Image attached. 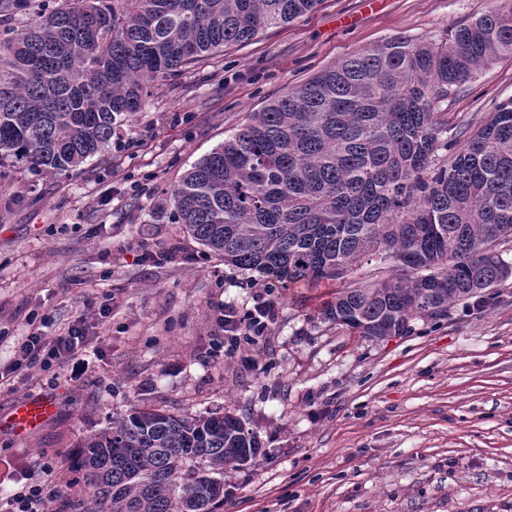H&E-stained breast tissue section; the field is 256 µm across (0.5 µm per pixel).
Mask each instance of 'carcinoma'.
<instances>
[{
    "label": "carcinoma",
    "instance_id": "1",
    "mask_svg": "<svg viewBox=\"0 0 512 512\" xmlns=\"http://www.w3.org/2000/svg\"><path fill=\"white\" fill-rule=\"evenodd\" d=\"M444 40L397 35L252 112L170 190L169 219L224 263L284 288L336 292L321 318L369 339L512 278L486 246L512 240V99L448 137L441 103L512 56V0ZM321 0H0V168L73 172L121 138L152 89ZM453 155H448V151ZM242 420L137 408L87 436L69 512H219L224 470L260 453Z\"/></svg>",
    "mask_w": 512,
    "mask_h": 512
}]
</instances>
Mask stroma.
<instances>
[{
	"mask_svg": "<svg viewBox=\"0 0 512 512\" xmlns=\"http://www.w3.org/2000/svg\"><path fill=\"white\" fill-rule=\"evenodd\" d=\"M493 0H322L313 12L202 58L155 87L122 138L75 173L0 171V418L49 392L56 411L0 431V500L58 498L81 440L143 406L230 412L261 453L229 469L223 512H512V279L446 320L371 341L321 320L340 289L301 292L224 264L171 223L185 171L317 72L395 36L440 38ZM512 99V57L450 95L448 124L478 127ZM270 292L263 335L230 350L224 311ZM108 316H100L101 306ZM85 320L77 379L13 368L32 325Z\"/></svg>",
	"mask_w": 512,
	"mask_h": 512,
	"instance_id": "stroma-1",
	"label": "stroma"
}]
</instances>
